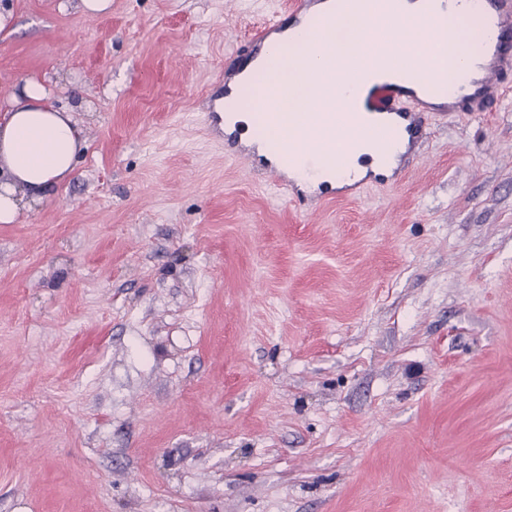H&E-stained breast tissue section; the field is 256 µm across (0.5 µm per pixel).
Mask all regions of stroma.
Segmentation results:
<instances>
[{
  "instance_id": "obj_1",
  "label": "stroma",
  "mask_w": 512,
  "mask_h": 512,
  "mask_svg": "<svg viewBox=\"0 0 512 512\" xmlns=\"http://www.w3.org/2000/svg\"><path fill=\"white\" fill-rule=\"evenodd\" d=\"M289 0H0L86 147L0 223V512H512V72L297 212L207 86Z\"/></svg>"
}]
</instances>
